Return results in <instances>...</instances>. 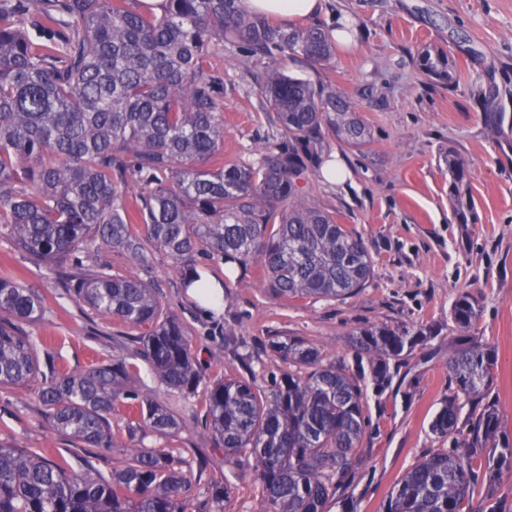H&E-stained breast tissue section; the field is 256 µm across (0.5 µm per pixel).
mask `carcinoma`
<instances>
[{
	"label": "carcinoma",
	"mask_w": 512,
	"mask_h": 512,
	"mask_svg": "<svg viewBox=\"0 0 512 512\" xmlns=\"http://www.w3.org/2000/svg\"><path fill=\"white\" fill-rule=\"evenodd\" d=\"M226 48L318 65L334 55L321 28H284L247 13L242 0H163L159 12L140 0H0V235L34 261L69 267L66 289L75 301L149 326L136 337L137 354L181 396L202 383L187 327L138 276L103 266L87 271L92 253L123 252L142 265L158 249L184 288L200 281L197 257L220 260L229 271L226 302L230 273L252 264L274 295L287 298L347 299L373 273L362 238L308 205L300 186L326 158L323 128L353 148L369 141V128L333 85L273 65L259 94L276 112L280 136L251 160H224V79L211 71L210 58ZM418 68L427 79L458 81L440 49H422ZM466 171V161L448 153V196L459 224L469 223L476 207ZM134 224L146 234L137 235ZM45 303L16 279L0 278L1 388L42 375L19 324L35 320ZM476 316L474 298L459 294L451 307L457 328H469ZM432 338L422 329H363L353 340L352 365L303 338H272L265 350L288 370L260 385L253 350L227 326L224 345L234 346L244 374L206 387L201 425L224 462L251 469L259 512H331L360 461L369 426L366 381L382 390L403 354ZM494 365V349L474 339L449 357L456 393L431 424L449 446L410 469L382 512H463L475 481L494 487L512 471V439L486 402ZM461 395L481 404L464 440L457 437ZM38 398L58 435L90 448L117 447L111 419L124 411L136 447L104 477L88 461L77 471L63 455L0 441V512H231L226 481L209 483L202 506L195 504L208 459L193 466L145 444L178 433L181 423L132 383L126 357L47 380ZM477 457L481 474L472 466Z\"/></svg>",
	"instance_id": "obj_1"
}]
</instances>
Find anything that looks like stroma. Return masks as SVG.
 Wrapping results in <instances>:
<instances>
[{"mask_svg": "<svg viewBox=\"0 0 512 512\" xmlns=\"http://www.w3.org/2000/svg\"><path fill=\"white\" fill-rule=\"evenodd\" d=\"M328 9L315 26L332 32L337 14L347 13L355 32L352 45L336 47L326 65L288 59L280 66L336 84L370 130L359 151L326 138L330 158L346 167L344 185L319 174L304 184L306 202L334 213L338 223L361 236L372 257L373 276L357 295L344 301L276 297L252 266L236 280L228 304L209 317L188 298L163 253L142 266L99 252L98 261L112 273H134L149 282L186 324L205 385L184 398L168 391L136 356L137 329L75 302L53 271L0 238V277L18 278L48 299L37 320L21 326L38 354H51L59 373L128 356L136 385L183 421L178 435L150 438V445L189 459L208 456L195 493L204 497L206 483L228 480L235 487L232 512H257V488L249 470L225 464L199 426L207 385L242 371L224 348L225 323L252 345L259 374L287 369L263 352L272 336L302 337L330 358L349 361L351 337L359 328L437 330L430 343L406 353L382 396H369L370 426L359 449L363 464L331 512H382L405 473L438 448L430 424L444 397L455 391L447 361L469 337L495 349L491 397L512 436V0H329ZM428 46L448 54L460 73L458 84L421 75L417 55ZM211 68L224 79V157L251 159L279 133L258 94L268 63L228 51L212 57ZM452 151L468 162L466 181L476 201L470 224L456 222L448 197L446 159ZM463 292L479 304L478 316L464 331L450 316ZM127 427L126 415L113 417L117 447L86 448L51 430L36 384L0 388L1 440L63 453L78 464L90 460L105 475L125 457Z\"/></svg>", "mask_w": 512, "mask_h": 512, "instance_id": "1", "label": "stroma"}]
</instances>
